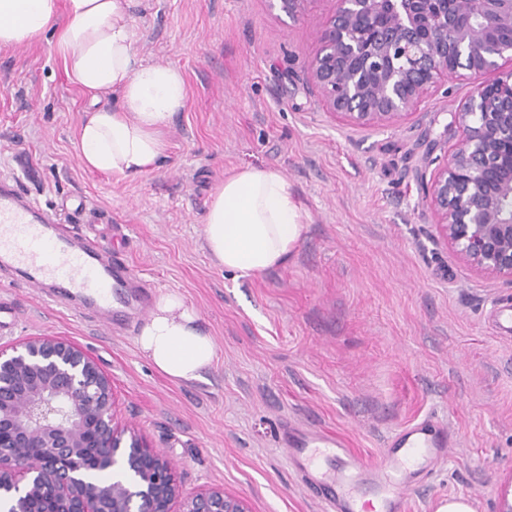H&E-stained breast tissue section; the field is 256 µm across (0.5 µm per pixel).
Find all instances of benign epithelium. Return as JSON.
I'll return each instance as SVG.
<instances>
[{
  "instance_id": "obj_1",
  "label": "benign epithelium",
  "mask_w": 512,
  "mask_h": 512,
  "mask_svg": "<svg viewBox=\"0 0 512 512\" xmlns=\"http://www.w3.org/2000/svg\"><path fill=\"white\" fill-rule=\"evenodd\" d=\"M309 80L326 110L355 126L414 114L463 70L476 79L512 61V0H335ZM433 147L426 186L442 239L477 272L512 284V68L475 84ZM96 448L90 477L85 449ZM0 512H250L221 488L191 496L169 460L119 422L111 379L68 340L0 345Z\"/></svg>"
}]
</instances>
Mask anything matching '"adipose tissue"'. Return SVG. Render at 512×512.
<instances>
[{
	"label": "adipose tissue",
	"instance_id": "obj_1",
	"mask_svg": "<svg viewBox=\"0 0 512 512\" xmlns=\"http://www.w3.org/2000/svg\"><path fill=\"white\" fill-rule=\"evenodd\" d=\"M133 0H0V49L40 41L64 18L54 49L70 81L90 98L77 131V158L90 171L139 175L157 168L164 131L184 111L188 95L173 66L137 55ZM114 104H105L108 95ZM309 213L284 173L246 165L214 193L203 235L216 266L251 277L286 264ZM136 342L155 369L178 383L202 379L216 345L195 309L176 292L160 293Z\"/></svg>",
	"mask_w": 512,
	"mask_h": 512
}]
</instances>
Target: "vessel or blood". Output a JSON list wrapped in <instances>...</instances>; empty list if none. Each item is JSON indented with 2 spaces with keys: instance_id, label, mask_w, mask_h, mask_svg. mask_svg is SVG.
Returning a JSON list of instances; mask_svg holds the SVG:
<instances>
[{
  "instance_id": "obj_1",
  "label": "vessel or blood",
  "mask_w": 512,
  "mask_h": 512,
  "mask_svg": "<svg viewBox=\"0 0 512 512\" xmlns=\"http://www.w3.org/2000/svg\"><path fill=\"white\" fill-rule=\"evenodd\" d=\"M0 269H16L36 292L80 304L105 325H129L148 313L153 285L109 245L82 234L79 213L45 207L12 177L0 179ZM280 440L289 468L326 512H407L409 492L421 487L448 458L453 435L428 413L391 431L379 463L370 464L344 440L284 425Z\"/></svg>"
}]
</instances>
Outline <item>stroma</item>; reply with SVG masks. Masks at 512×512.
Listing matches in <instances>:
<instances>
[{"label": "stroma", "mask_w": 512, "mask_h": 512, "mask_svg": "<svg viewBox=\"0 0 512 512\" xmlns=\"http://www.w3.org/2000/svg\"><path fill=\"white\" fill-rule=\"evenodd\" d=\"M333 7L309 0L293 20L269 0H137L136 52L177 67L188 91L164 161L138 176L80 166L89 99L54 34L0 50V175L81 212L157 291L182 293L216 360L204 380L174 383L136 330L110 332L17 282L0 287L19 312L0 344L61 336L85 350L112 381L119 421L167 456L183 494L216 487L250 512H322L287 465L284 423L336 434L373 462L391 431L432 412L455 440L409 512L455 493L497 512L512 476V339L491 311L512 302V284L466 266L424 201L432 143L473 83L450 79L390 127L342 123L308 80ZM245 165L280 168L310 220L287 265L239 278L210 260L203 221Z\"/></svg>", "instance_id": "stroma-1"}]
</instances>
